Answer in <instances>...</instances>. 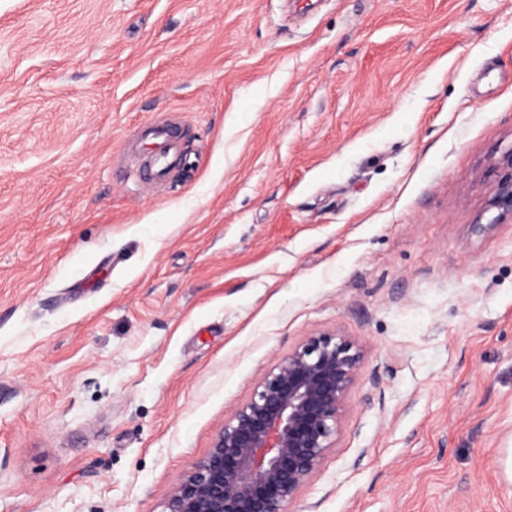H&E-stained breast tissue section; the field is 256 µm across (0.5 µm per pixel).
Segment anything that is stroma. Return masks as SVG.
<instances>
[{
    "label": "stroma",
    "mask_w": 512,
    "mask_h": 512,
    "mask_svg": "<svg viewBox=\"0 0 512 512\" xmlns=\"http://www.w3.org/2000/svg\"><path fill=\"white\" fill-rule=\"evenodd\" d=\"M308 2L0 0V512H164L315 333L286 512H512V0ZM176 135V129L167 123L148 122L145 123L141 130L140 136L142 140L149 141L150 145L159 146L165 139ZM132 163L134 164L140 179L150 186L157 184L158 180L165 179L171 168L178 166L188 169L190 165L186 155L171 154L170 152L162 149L155 151L153 154L152 173L150 176L146 173H144V176L142 175L143 172L140 165L139 154H134L132 156Z\"/></svg>",
    "instance_id": "stroma-1"
}]
</instances>
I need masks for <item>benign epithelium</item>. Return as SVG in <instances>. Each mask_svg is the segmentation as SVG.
I'll return each mask as SVG.
<instances>
[{
  "mask_svg": "<svg viewBox=\"0 0 512 512\" xmlns=\"http://www.w3.org/2000/svg\"><path fill=\"white\" fill-rule=\"evenodd\" d=\"M492 205L512 213V175L494 189ZM362 363L363 347L350 336L302 340L224 422L165 512H285L332 447Z\"/></svg>",
  "mask_w": 512,
  "mask_h": 512,
  "instance_id": "benign-epithelium-1",
  "label": "benign epithelium"
}]
</instances>
